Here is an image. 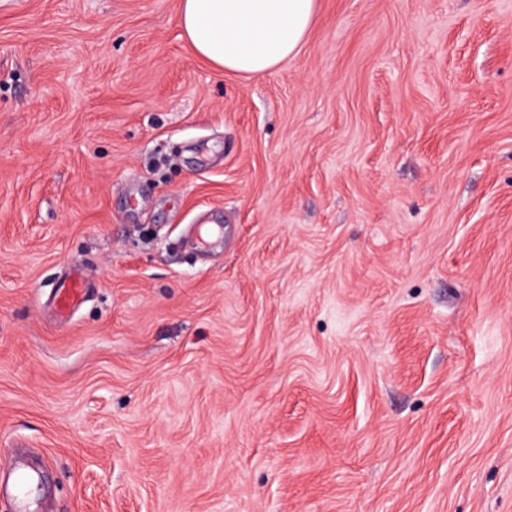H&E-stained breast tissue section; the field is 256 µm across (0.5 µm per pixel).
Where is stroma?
Segmentation results:
<instances>
[{
    "instance_id": "stroma-1",
    "label": "stroma",
    "mask_w": 512,
    "mask_h": 512,
    "mask_svg": "<svg viewBox=\"0 0 512 512\" xmlns=\"http://www.w3.org/2000/svg\"><path fill=\"white\" fill-rule=\"evenodd\" d=\"M178 9L0 0V512H512V0ZM317 0H180V27L200 58L242 75L274 72L295 56ZM87 288L86 280L79 274H75L61 287V293L57 299L60 310L65 311L76 304L83 296Z\"/></svg>"
}]
</instances>
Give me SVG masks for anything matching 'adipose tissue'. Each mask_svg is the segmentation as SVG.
Instances as JSON below:
<instances>
[{
  "label": "adipose tissue",
  "instance_id": "1",
  "mask_svg": "<svg viewBox=\"0 0 512 512\" xmlns=\"http://www.w3.org/2000/svg\"><path fill=\"white\" fill-rule=\"evenodd\" d=\"M317 0H180V27L200 58L242 75L274 72L295 56Z\"/></svg>",
  "mask_w": 512,
  "mask_h": 512
}]
</instances>
